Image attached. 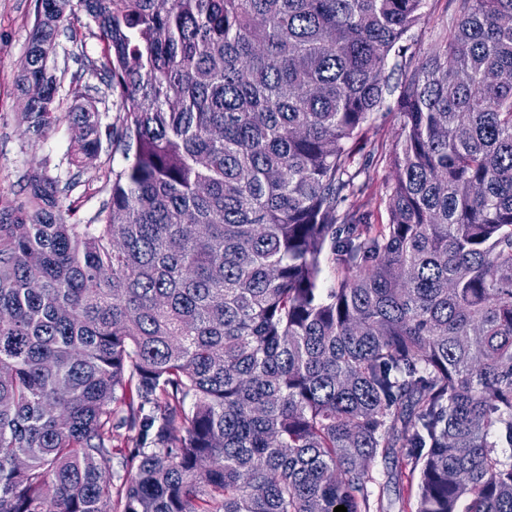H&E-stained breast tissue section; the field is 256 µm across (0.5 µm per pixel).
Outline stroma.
Instances as JSON below:
<instances>
[{
	"label": "stroma",
	"instance_id": "1",
	"mask_svg": "<svg viewBox=\"0 0 512 512\" xmlns=\"http://www.w3.org/2000/svg\"><path fill=\"white\" fill-rule=\"evenodd\" d=\"M39 8L40 0H0V207L19 201L26 175L39 172L71 183L69 197L77 201V217L84 222L99 207L98 189L107 172L122 166L124 160L120 152L106 145L84 167L72 165L76 134L65 120L42 138L25 135V100L18 89V74ZM455 11V0H428L424 18L411 32L414 46L428 51ZM56 43L58 111L68 112L76 103V92L89 89L99 102L104 123L116 122L123 113L122 103L109 94L100 71L92 67L102 57L96 28L88 24L83 13H76L61 25ZM372 472L376 479L374 490L382 499L384 512H415L414 483L389 485L387 467L380 460L375 462Z\"/></svg>",
	"mask_w": 512,
	"mask_h": 512
}]
</instances>
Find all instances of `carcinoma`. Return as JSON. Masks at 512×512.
Returning a JSON list of instances; mask_svg holds the SVG:
<instances>
[{
  "instance_id": "cac0c4a2",
  "label": "carcinoma",
  "mask_w": 512,
  "mask_h": 512,
  "mask_svg": "<svg viewBox=\"0 0 512 512\" xmlns=\"http://www.w3.org/2000/svg\"><path fill=\"white\" fill-rule=\"evenodd\" d=\"M41 4L35 138L71 9ZM425 4L78 0L124 114L85 94L73 162L125 164L85 224L38 172L0 208V512H382L379 458L416 512H512V0L427 54ZM383 115L378 114L375 122L365 130V135L370 140L383 141L389 147L399 138L400 121L395 114ZM371 184L366 190L364 196L361 198V203L364 204L366 209L373 210L379 222H386V214L383 207L380 206L381 194L384 191L383 184L384 178L388 175V171L380 166L375 171L371 169Z\"/></svg>"
}]
</instances>
